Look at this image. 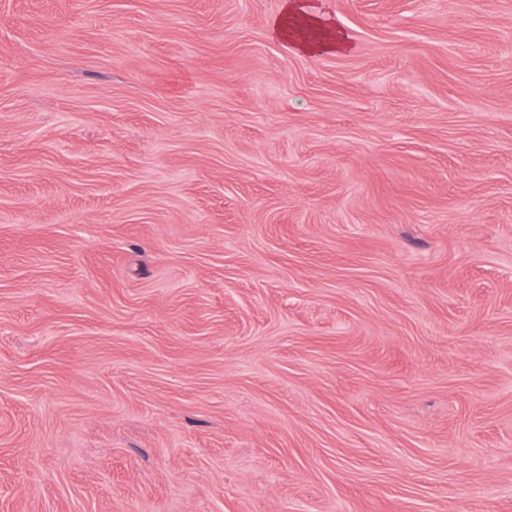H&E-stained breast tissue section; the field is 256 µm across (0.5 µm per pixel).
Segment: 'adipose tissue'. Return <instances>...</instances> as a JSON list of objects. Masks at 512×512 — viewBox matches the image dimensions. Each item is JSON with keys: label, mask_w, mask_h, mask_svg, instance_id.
<instances>
[{"label": "adipose tissue", "mask_w": 512, "mask_h": 512, "mask_svg": "<svg viewBox=\"0 0 512 512\" xmlns=\"http://www.w3.org/2000/svg\"><path fill=\"white\" fill-rule=\"evenodd\" d=\"M273 38L306 55L351 51L349 36L311 0H281L270 24Z\"/></svg>", "instance_id": "ef3b65f1"}]
</instances>
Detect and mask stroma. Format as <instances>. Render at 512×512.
I'll use <instances>...</instances> for the list:
<instances>
[{
  "mask_svg": "<svg viewBox=\"0 0 512 512\" xmlns=\"http://www.w3.org/2000/svg\"><path fill=\"white\" fill-rule=\"evenodd\" d=\"M0 0V512H512V0ZM270 33L273 38L288 43L292 51L305 55L352 50L349 36L308 0H281Z\"/></svg>",
  "mask_w": 512,
  "mask_h": 512,
  "instance_id": "1",
  "label": "stroma"
}]
</instances>
